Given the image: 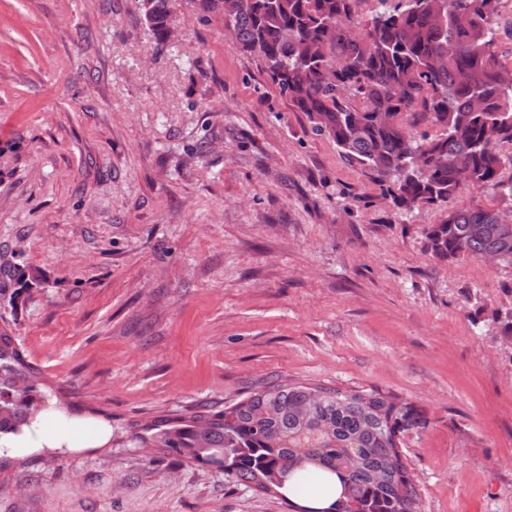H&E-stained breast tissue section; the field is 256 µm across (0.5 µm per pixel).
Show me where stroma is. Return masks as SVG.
<instances>
[{
    "mask_svg": "<svg viewBox=\"0 0 512 512\" xmlns=\"http://www.w3.org/2000/svg\"><path fill=\"white\" fill-rule=\"evenodd\" d=\"M0 0V304L75 440L0 453V512H292L130 444L273 384L420 407L398 448L420 512H512V265L430 258L467 191L393 208L222 21L174 0ZM137 2L143 19L154 38L159 42H165L169 37L172 0H138ZM18 269L10 263L4 262L0 265V297L3 300H7L9 305H14L16 299L20 296L19 289H13L10 292V285L12 281L17 283L20 277Z\"/></svg>",
    "mask_w": 512,
    "mask_h": 512,
    "instance_id": "1",
    "label": "stroma"
}]
</instances>
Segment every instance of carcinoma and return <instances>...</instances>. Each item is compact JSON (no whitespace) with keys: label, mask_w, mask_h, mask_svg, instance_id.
I'll return each instance as SVG.
<instances>
[{"label":"carcinoma","mask_w":512,"mask_h":512,"mask_svg":"<svg viewBox=\"0 0 512 512\" xmlns=\"http://www.w3.org/2000/svg\"><path fill=\"white\" fill-rule=\"evenodd\" d=\"M201 18L233 31L258 55L271 84L357 162L399 209L444 205L461 190L512 201V82L498 53L500 0H196ZM172 0H138L159 42ZM433 129L415 137L412 130ZM473 224L484 225L471 235ZM437 261L496 253L512 265V230L492 207L448 210L427 233ZM15 266L0 265V298L20 292ZM10 326L0 328V450L34 433L49 402ZM413 404L378 391L310 384L257 390L219 411L154 420L131 441L206 463L224 455V476L283 490L292 477L336 475L344 492L324 512H411L417 492L398 449L419 421Z\"/></svg>","instance_id":"1"}]
</instances>
